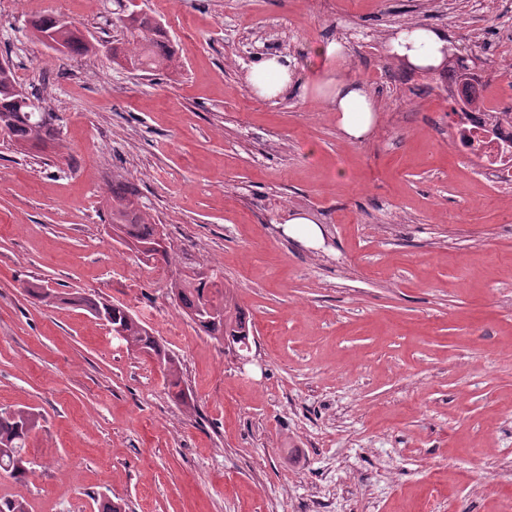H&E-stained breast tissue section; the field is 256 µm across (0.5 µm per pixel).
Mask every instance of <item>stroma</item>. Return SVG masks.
I'll return each instance as SVG.
<instances>
[{"mask_svg": "<svg viewBox=\"0 0 512 512\" xmlns=\"http://www.w3.org/2000/svg\"><path fill=\"white\" fill-rule=\"evenodd\" d=\"M176 72L113 65L119 0H0V57L59 134L0 143V407L28 408L33 473L0 475L29 512H512V184H491L448 135V78L399 68L394 28L444 30L512 112V0H138ZM92 35L55 52L33 15ZM343 38L381 108L354 143L310 97L256 98L244 67L303 69ZM135 186L177 251L217 265L253 325L238 365L167 294L173 268L114 241V183ZM311 214L319 249L282 234ZM36 282L127 306L181 361L159 363ZM67 468H60V460ZM57 17L58 15L53 13H43L31 21L32 36L35 40L44 45L38 34L42 37L49 36L54 38L53 34L57 35L59 33L60 28L57 26ZM62 37L64 38L65 42V48L62 47V41H60L59 38H56V40L47 39L44 38V41L51 44L54 47L63 49V52L76 54V55H82L87 54L90 52H94L96 49V46L93 42H90L83 34H69V33H61Z\"/></svg>", "mask_w": 512, "mask_h": 512, "instance_id": "1", "label": "stroma"}]
</instances>
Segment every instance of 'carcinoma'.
I'll return each instance as SVG.
<instances>
[{
  "label": "carcinoma",
  "instance_id": "obj_1",
  "mask_svg": "<svg viewBox=\"0 0 512 512\" xmlns=\"http://www.w3.org/2000/svg\"><path fill=\"white\" fill-rule=\"evenodd\" d=\"M121 27L130 34L139 50L130 52L125 43H112V62L122 66L132 64L140 71L153 72L171 70L178 65L175 47L166 37L161 25L150 15L139 13L129 19L120 17ZM32 36H53L59 33L57 15L43 13L31 21ZM64 51L71 54H87L96 49L83 34H62ZM17 80L13 69L0 70V129L8 130V141L18 145L38 147L54 139L53 113L41 106L37 94L28 99L15 100L13 88ZM111 224L116 230L119 243L149 244L160 235L159 225L152 223L142 209L137 190L124 183L112 185ZM28 294L38 302L56 306L74 304L82 306L92 314H104L112 324L122 327L125 342L131 350H144L156 357L165 372L168 393L178 404L187 409L194 408V398L184 385L179 358L161 344L146 325L132 311L121 304L103 298H92L78 291L60 293L40 284L27 288ZM170 292L187 318L199 331L230 347L240 348L250 344L252 325L244 309L235 300L232 289L218 279V270L193 263H183L178 274L170 281ZM37 422L36 415L29 410L0 408V469L15 480L22 482L30 469L17 467V461L26 446L28 432Z\"/></svg>",
  "mask_w": 512,
  "mask_h": 512
}]
</instances>
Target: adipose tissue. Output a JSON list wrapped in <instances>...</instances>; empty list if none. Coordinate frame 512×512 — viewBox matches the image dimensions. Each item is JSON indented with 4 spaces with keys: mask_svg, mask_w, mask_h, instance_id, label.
<instances>
[{
    "mask_svg": "<svg viewBox=\"0 0 512 512\" xmlns=\"http://www.w3.org/2000/svg\"><path fill=\"white\" fill-rule=\"evenodd\" d=\"M387 55L407 70L426 76L446 70L448 35L423 24L397 29L385 43ZM319 69L298 75L295 58L282 52L259 55L246 71V81L255 97L265 101L285 99L293 91L314 95L329 104L345 140L367 137L378 118L379 107L369 85L350 73L345 45L337 40L319 44Z\"/></svg>",
    "mask_w": 512,
    "mask_h": 512,
    "instance_id": "ef3b65f1",
    "label": "adipose tissue"
}]
</instances>
